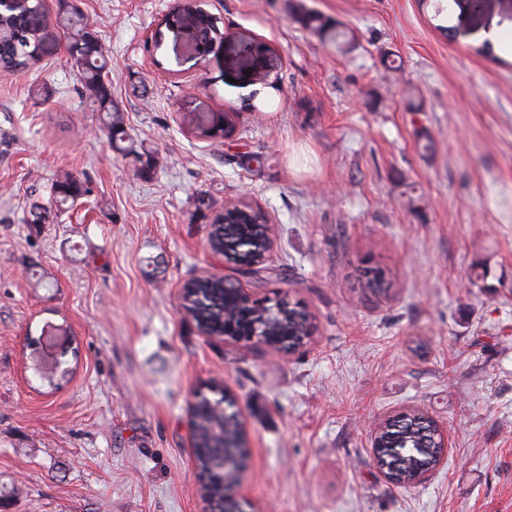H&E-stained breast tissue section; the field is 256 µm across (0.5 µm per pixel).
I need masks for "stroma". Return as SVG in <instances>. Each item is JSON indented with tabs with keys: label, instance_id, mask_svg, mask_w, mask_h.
<instances>
[{
	"label": "stroma",
	"instance_id": "stroma-1",
	"mask_svg": "<svg viewBox=\"0 0 512 512\" xmlns=\"http://www.w3.org/2000/svg\"><path fill=\"white\" fill-rule=\"evenodd\" d=\"M197 3L225 35L202 57L167 29L173 0H83L146 160L112 146L63 38L0 73V512H209L189 404L211 382L246 431L248 512H512V51L448 40L435 0ZM253 39L279 87L247 108ZM230 111L233 139L192 134ZM65 173L85 195L29 225ZM241 202L281 272L243 286L313 316L295 352L204 335L178 306L188 280L233 275L207 240ZM377 269L388 291L365 288ZM409 411L448 446L399 487L372 444ZM299 21L304 27L316 33L323 41L336 43L338 46H344L349 43L348 34L330 23L324 16L315 11H304L299 17Z\"/></svg>",
	"mask_w": 512,
	"mask_h": 512
}]
</instances>
